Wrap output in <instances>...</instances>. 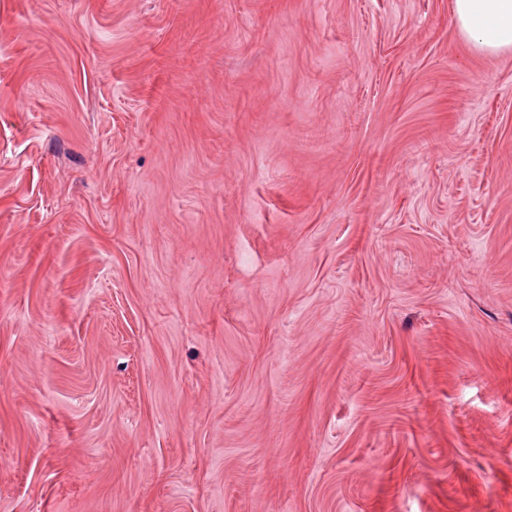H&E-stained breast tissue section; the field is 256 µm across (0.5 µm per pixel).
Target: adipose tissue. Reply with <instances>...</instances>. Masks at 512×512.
Here are the masks:
<instances>
[{"label": "adipose tissue", "mask_w": 512, "mask_h": 512, "mask_svg": "<svg viewBox=\"0 0 512 512\" xmlns=\"http://www.w3.org/2000/svg\"><path fill=\"white\" fill-rule=\"evenodd\" d=\"M460 33L481 53L512 52V0H452Z\"/></svg>", "instance_id": "obj_1"}]
</instances>
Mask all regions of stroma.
I'll return each instance as SVG.
<instances>
[{
  "label": "stroma",
  "mask_w": 512,
  "mask_h": 512,
  "mask_svg": "<svg viewBox=\"0 0 512 512\" xmlns=\"http://www.w3.org/2000/svg\"><path fill=\"white\" fill-rule=\"evenodd\" d=\"M0 512H512V53L0 0Z\"/></svg>",
  "instance_id": "1"
}]
</instances>
